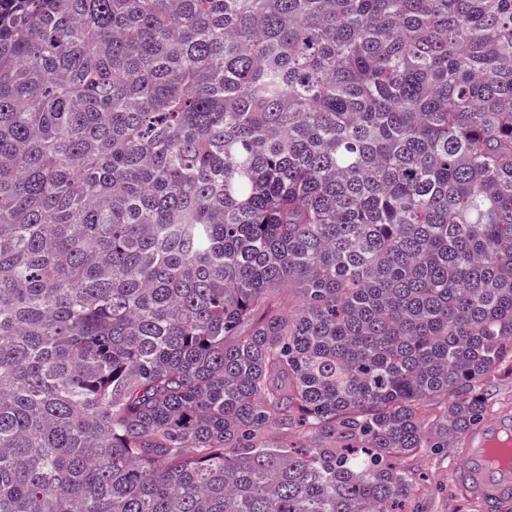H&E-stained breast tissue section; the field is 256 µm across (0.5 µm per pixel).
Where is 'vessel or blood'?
I'll return each instance as SVG.
<instances>
[{
    "label": "vessel or blood",
    "mask_w": 512,
    "mask_h": 512,
    "mask_svg": "<svg viewBox=\"0 0 512 512\" xmlns=\"http://www.w3.org/2000/svg\"><path fill=\"white\" fill-rule=\"evenodd\" d=\"M456 487L501 512L512 499V415L503 414L468 435L463 464L453 473Z\"/></svg>",
    "instance_id": "obj_1"
}]
</instances>
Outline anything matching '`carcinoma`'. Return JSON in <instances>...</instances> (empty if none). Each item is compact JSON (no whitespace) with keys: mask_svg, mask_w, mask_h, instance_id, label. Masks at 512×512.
<instances>
[{"mask_svg":"<svg viewBox=\"0 0 512 512\" xmlns=\"http://www.w3.org/2000/svg\"><path fill=\"white\" fill-rule=\"evenodd\" d=\"M505 362L512 0H0V512H406Z\"/></svg>","mask_w":512,"mask_h":512,"instance_id":"cac0c4a2","label":"carcinoma"}]
</instances>
